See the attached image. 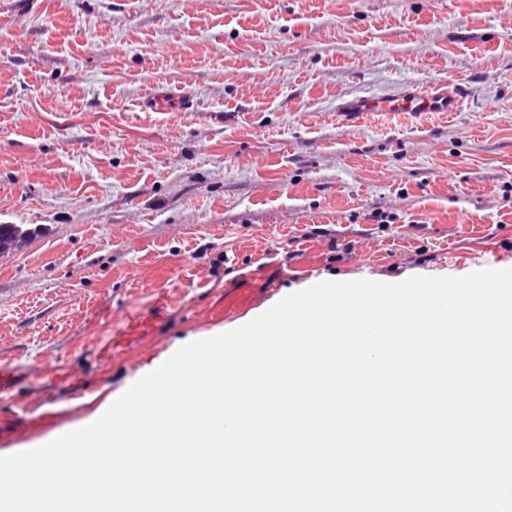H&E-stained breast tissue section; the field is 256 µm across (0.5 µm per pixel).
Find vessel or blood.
Wrapping results in <instances>:
<instances>
[{
    "mask_svg": "<svg viewBox=\"0 0 512 512\" xmlns=\"http://www.w3.org/2000/svg\"><path fill=\"white\" fill-rule=\"evenodd\" d=\"M463 104V91L459 85H439L430 88H411L397 96L368 94L342 103L340 111L346 120L359 118L365 112H456ZM283 269L275 263H265L257 277L248 278L246 285L226 292L217 307L209 309L211 320L218 321L239 314L253 304V286L266 289L276 287L283 276ZM167 298L158 295L154 306L146 313L129 319L122 332L106 341L99 354L103 361H111L125 351L127 345L151 336L156 327L167 318Z\"/></svg>",
    "mask_w": 512,
    "mask_h": 512,
    "instance_id": "b4317fda",
    "label": "vessel or blood"
}]
</instances>
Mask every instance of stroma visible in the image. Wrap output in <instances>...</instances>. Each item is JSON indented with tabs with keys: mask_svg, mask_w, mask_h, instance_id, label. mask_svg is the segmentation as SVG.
Segmentation results:
<instances>
[{
	"mask_svg": "<svg viewBox=\"0 0 512 512\" xmlns=\"http://www.w3.org/2000/svg\"><path fill=\"white\" fill-rule=\"evenodd\" d=\"M446 82L448 117L336 118ZM0 224L30 233L0 253V456L316 283L512 268V0H0ZM269 260L274 292L205 320ZM160 288L151 342L103 364ZM22 406L60 418L30 432Z\"/></svg>",
	"mask_w": 512,
	"mask_h": 512,
	"instance_id": "1",
	"label": "stroma"
}]
</instances>
